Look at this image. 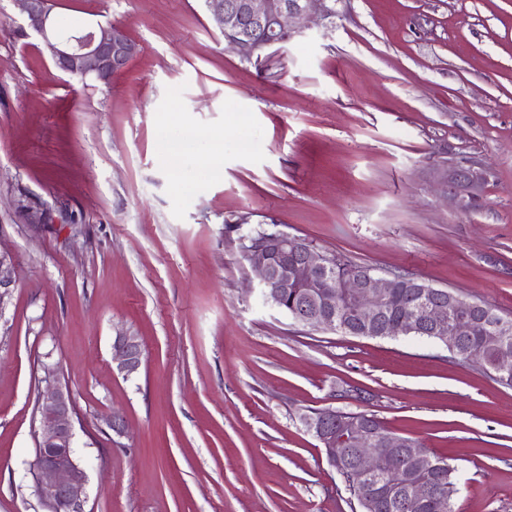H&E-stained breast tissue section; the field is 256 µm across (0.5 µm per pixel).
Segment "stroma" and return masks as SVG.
<instances>
[{
  "instance_id": "obj_1",
  "label": "stroma",
  "mask_w": 512,
  "mask_h": 512,
  "mask_svg": "<svg viewBox=\"0 0 512 512\" xmlns=\"http://www.w3.org/2000/svg\"><path fill=\"white\" fill-rule=\"evenodd\" d=\"M59 2L139 52L107 85L63 74L0 0V512H46L31 475L46 364L78 413L85 512H351L298 420L325 407L444 457L455 512H512V388L430 341L298 325L250 292L224 233L244 217L512 318V0H332L258 63L202 0ZM460 160L491 172L468 210L436 175ZM120 331L143 345L130 379ZM143 357L142 343L131 332H119L112 343V362L125 378L136 375L141 367Z\"/></svg>"
}]
</instances>
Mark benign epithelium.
I'll return each instance as SVG.
<instances>
[{"label": "benign epithelium", "instance_id": "1", "mask_svg": "<svg viewBox=\"0 0 512 512\" xmlns=\"http://www.w3.org/2000/svg\"><path fill=\"white\" fill-rule=\"evenodd\" d=\"M19 2L27 27L40 37L53 64L65 74L108 84L138 52L137 45L119 24H99L87 31L66 30L59 26L51 0ZM327 2L238 0L233 6L230 0H205V6L211 26L224 36L227 47L241 58L260 61L268 51L302 36L316 13L332 15L333 9ZM489 177L487 168L473 163L466 168L443 171L440 180L444 194L457 207L466 209L479 197ZM237 242L252 274L251 290L272 308H279V289L288 287V281L315 288L327 278L326 253L314 247L301 251L299 260L288 262V252L305 242L301 237L277 230L260 238L245 235ZM13 284V257L0 250V289ZM395 287V280L376 273L351 277L344 283L351 323L341 322L334 309L322 312L306 306L293 308V319L304 327L329 332L338 327L358 330L363 325L377 324L381 336L425 333L440 338L452 350L460 337L472 334L474 320L469 310L478 304L443 289L433 294L448 297L446 307L433 303V294L419 291L421 301L406 319H382L383 303ZM142 357L138 336L124 331L114 337L112 361L124 377L139 372ZM44 372V389L36 406L39 427L35 431L34 482L48 512H84L87 474L75 453L77 413L72 394L61 383L55 367L46 366ZM303 425L320 442L329 466L337 474L352 473L357 490L381 482L389 466L399 458L415 470L434 466L433 459L418 442L394 434L382 435L363 422L340 435L333 408L305 414Z\"/></svg>", "mask_w": 512, "mask_h": 512}]
</instances>
